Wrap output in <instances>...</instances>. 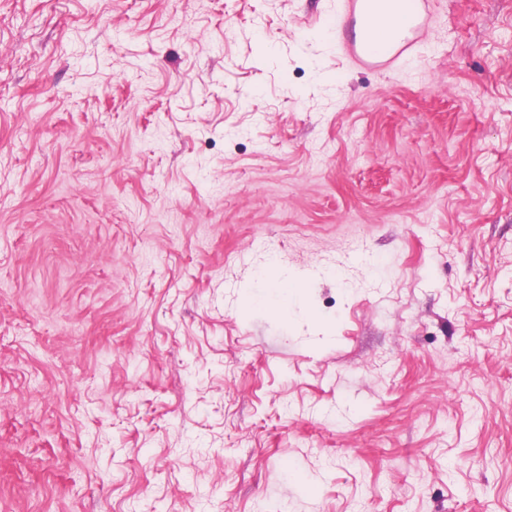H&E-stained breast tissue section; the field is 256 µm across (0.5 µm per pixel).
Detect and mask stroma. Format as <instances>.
<instances>
[{"label": "stroma", "mask_w": 512, "mask_h": 512, "mask_svg": "<svg viewBox=\"0 0 512 512\" xmlns=\"http://www.w3.org/2000/svg\"><path fill=\"white\" fill-rule=\"evenodd\" d=\"M425 2L0 0V512H512V0ZM361 33L366 50L373 55L395 53L415 23L416 0H369ZM263 276L269 282L271 290L280 298L279 306L273 312L279 315L285 314L288 309V299L290 300L297 287L288 276L275 267L268 269Z\"/></svg>", "instance_id": "35a3bbf8"}]
</instances>
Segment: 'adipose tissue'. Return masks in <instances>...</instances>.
<instances>
[{"mask_svg":"<svg viewBox=\"0 0 512 512\" xmlns=\"http://www.w3.org/2000/svg\"><path fill=\"white\" fill-rule=\"evenodd\" d=\"M417 0H369L358 31L370 54L395 53L415 23Z\"/></svg>","mask_w":512,"mask_h":512,"instance_id":"obj_1","label":"adipose tissue"}]
</instances>
